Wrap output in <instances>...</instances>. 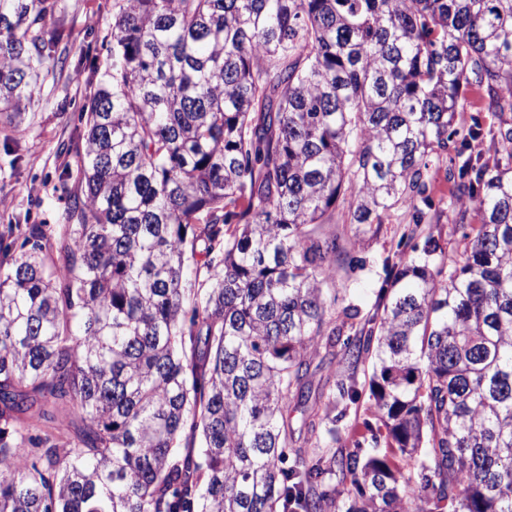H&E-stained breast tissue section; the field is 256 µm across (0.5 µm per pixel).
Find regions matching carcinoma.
<instances>
[{"label":"carcinoma","mask_w":512,"mask_h":512,"mask_svg":"<svg viewBox=\"0 0 512 512\" xmlns=\"http://www.w3.org/2000/svg\"><path fill=\"white\" fill-rule=\"evenodd\" d=\"M64 10L0 0L3 123L35 117ZM112 29L64 274L43 225L0 237V512H512V127L452 200L427 181L480 137L464 88L512 112V0H113ZM339 205L409 218L364 314L336 313ZM322 348L368 386L313 392ZM366 390L385 433L336 447ZM25 418L80 426L61 448ZM457 221V212L448 210L440 224L433 225L435 237H439L441 243L448 251V261L459 258L463 250V244L460 241V235L454 231Z\"/></svg>","instance_id":"obj_1"}]
</instances>
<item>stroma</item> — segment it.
Here are the masks:
<instances>
[{
	"label": "stroma",
	"mask_w": 512,
	"mask_h": 512,
	"mask_svg": "<svg viewBox=\"0 0 512 512\" xmlns=\"http://www.w3.org/2000/svg\"><path fill=\"white\" fill-rule=\"evenodd\" d=\"M68 6L66 36L59 44L58 62L49 72L42 100L34 120L18 127H0V234L9 235L15 225L43 224L51 236H58L61 215L75 180L61 182L63 172H76L83 141L78 112L91 90L93 73L111 67L112 0H65ZM460 124L480 123L485 137L478 151L492 159L490 133L500 118L488 109L487 95L477 87L462 93ZM330 231L355 238L356 253L365 261L352 273L341 295L342 305L368 311L384 277L383 261L395 256L396 242L405 229L400 210H392L388 224L379 234H356L343 210H336Z\"/></svg>",
	"instance_id": "stroma-1"
}]
</instances>
